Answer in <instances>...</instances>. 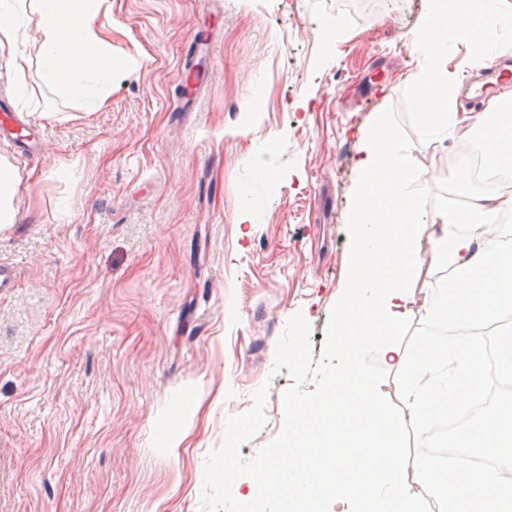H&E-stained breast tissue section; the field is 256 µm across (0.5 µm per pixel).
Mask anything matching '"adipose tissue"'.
<instances>
[{
    "label": "adipose tissue",
    "mask_w": 512,
    "mask_h": 512,
    "mask_svg": "<svg viewBox=\"0 0 512 512\" xmlns=\"http://www.w3.org/2000/svg\"><path fill=\"white\" fill-rule=\"evenodd\" d=\"M102 5L103 0H0V57L7 60L9 79L23 107L37 111L51 102L63 108L106 106L112 91V43L105 35ZM33 23L39 36L30 41L26 34ZM460 37L476 44L466 67H488L492 46L512 37V0H486L478 18L469 0H428L416 36L422 66L413 86L420 126L438 143L478 133L493 121L489 112L461 115L455 110L448 51ZM388 127L387 118L379 117L359 141V180L349 215L350 272L336 304L338 367L327 395L315 407L330 428L348 427L372 447L365 459L372 477L344 484L324 471L311 477L310 466L301 458H274L264 469L271 499L283 507L315 492L329 512H359L363 507L418 512L424 500L434 504L435 512H465L469 503L512 512V481L499 469L450 475L432 461L416 458L410 462L415 477L410 484L399 477L396 458L388 451L398 431L379 421L378 384L362 365L363 348L373 346L385 368L402 375L407 421L418 427L434 410L461 404L460 381L479 392L481 348L471 328L512 308V226L495 221L497 214L512 211V195L477 198L462 212L442 205L427 219L438 228L433 261L448 268L451 276L429 290L428 302L435 307L449 296L460 298L465 329L437 342L431 354L407 349L389 337V330L405 320L414 296L412 283L421 263L418 226L426 217L414 204L419 173L413 145L389 133ZM490 225L494 237L473 235V228ZM511 438L512 418L493 415L477 430L458 434L454 445L494 449Z\"/></svg>",
    "instance_id": "ef3b65f1"
}]
</instances>
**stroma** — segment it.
Returning a JSON list of instances; mask_svg holds the SVG:
<instances>
[{
    "instance_id": "1",
    "label": "stroma",
    "mask_w": 512,
    "mask_h": 512,
    "mask_svg": "<svg viewBox=\"0 0 512 512\" xmlns=\"http://www.w3.org/2000/svg\"><path fill=\"white\" fill-rule=\"evenodd\" d=\"M426 7L106 0L109 106L27 117L41 133L30 155L0 137L32 190L0 229V260L17 269L0 294V512H201L206 457L263 384L266 425L242 458L277 435L293 379L272 370L276 341L303 313L320 357L347 283L361 134L389 116L414 146L419 209L464 206L458 140L435 144L418 123ZM202 27L216 60L185 112L175 78ZM433 231L420 227L417 301L394 335L410 349L430 334L422 298L448 275ZM363 361L401 454L426 456L400 374L372 348Z\"/></svg>"
}]
</instances>
